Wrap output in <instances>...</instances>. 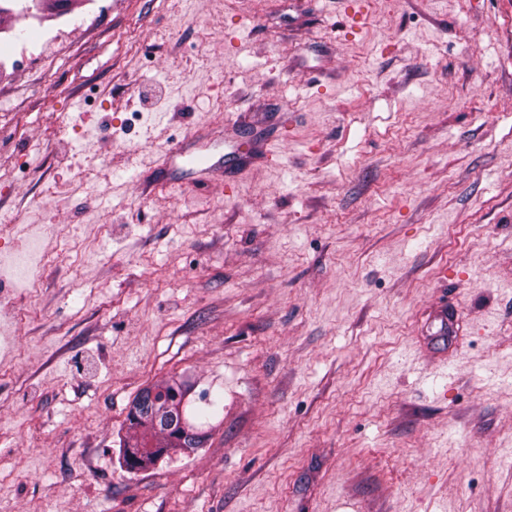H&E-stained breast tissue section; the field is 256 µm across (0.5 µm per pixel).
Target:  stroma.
Instances as JSON below:
<instances>
[{
  "mask_svg": "<svg viewBox=\"0 0 512 512\" xmlns=\"http://www.w3.org/2000/svg\"><path fill=\"white\" fill-rule=\"evenodd\" d=\"M31 2L0 0V512H512V0ZM184 140L223 173L160 171ZM172 379L209 438L128 472Z\"/></svg>",
  "mask_w": 512,
  "mask_h": 512,
  "instance_id": "1",
  "label": "stroma"
}]
</instances>
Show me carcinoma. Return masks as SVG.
Instances as JSON below:
<instances>
[{
  "label": "carcinoma",
  "mask_w": 512,
  "mask_h": 512,
  "mask_svg": "<svg viewBox=\"0 0 512 512\" xmlns=\"http://www.w3.org/2000/svg\"><path fill=\"white\" fill-rule=\"evenodd\" d=\"M186 395V387L174 380L145 387L134 397L126 417L132 431L123 455L128 470L156 462L171 448L202 446L204 436L186 415Z\"/></svg>",
  "instance_id": "1"
}]
</instances>
